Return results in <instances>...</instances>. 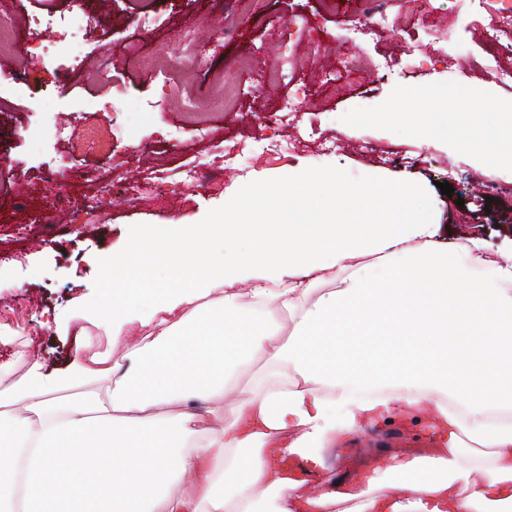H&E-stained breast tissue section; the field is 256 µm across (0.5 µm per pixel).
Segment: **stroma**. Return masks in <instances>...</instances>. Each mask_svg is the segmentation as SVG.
Segmentation results:
<instances>
[{"mask_svg":"<svg viewBox=\"0 0 512 512\" xmlns=\"http://www.w3.org/2000/svg\"><path fill=\"white\" fill-rule=\"evenodd\" d=\"M0 23L19 25L20 46L0 51V67L23 71L24 80L0 85V151L9 162L0 166V326L30 338L45 372L63 368L77 356V335L88 329L95 345L108 337L103 328L71 319L77 299L96 297L102 286L101 260L126 252L133 240L157 234L166 224H195L238 198L245 186L287 184L299 172L338 169L354 179L372 173L415 183L430 198L434 223L443 241L480 237L488 251L512 238V168H498L500 185L492 205L476 197L456 202L439 185H458L484 175V156L462 149L453 140H419L393 130L389 103L405 89L447 84L468 89L469 111L496 104L512 110V88L485 79L479 65L486 56L481 35L460 29L458 0H432L430 13L407 20L379 43H365L372 57L361 78L345 95L326 89L315 73L303 83L307 102L290 126L265 128L259 119L291 96L292 82L269 81L278 61V34L288 21L310 20L332 35L355 24V0H9ZM97 24L82 32L84 16ZM440 23L454 32L457 51L448 63L410 58L405 49L417 32ZM181 55L180 73L157 71L151 59L158 49ZM255 65L241 70L239 62ZM82 79L63 85L74 62ZM233 85L231 106L201 116L209 132L200 138L182 105L209 99ZM126 113L122 138L113 139L111 112ZM360 115L357 125L347 116ZM67 126L62 137L50 132ZM302 139L304 150L288 157L269 152L271 139ZM240 142L245 158L225 170V140ZM335 141V151L320 142ZM377 150L364 151L363 142ZM407 157V164L385 163L382 152ZM67 156L71 170L55 193L45 192L40 178L53 159ZM201 164L222 175L210 188L192 194L179 190L184 170ZM147 173L137 199L106 195L93 213L64 224L54 223L57 198L80 200L85 178L96 174L126 182L134 168ZM381 432L354 445L337 442L326 452V467L337 472L342 462L366 465L382 448Z\"/></svg>","mask_w":512,"mask_h":512,"instance_id":"1","label":"stroma"}]
</instances>
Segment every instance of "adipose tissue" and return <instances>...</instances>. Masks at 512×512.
<instances>
[{
    "mask_svg": "<svg viewBox=\"0 0 512 512\" xmlns=\"http://www.w3.org/2000/svg\"><path fill=\"white\" fill-rule=\"evenodd\" d=\"M411 98L392 105L395 130L512 167L511 112H412ZM158 241L178 282L107 276L77 306L109 351L84 337L47 373L0 333L15 347L0 364V512H512V244L439 243L417 185L337 170L250 186ZM244 282L240 311L223 287ZM254 363L276 393L241 387ZM228 399L234 418L208 427ZM389 425L428 430L429 448L324 475L338 439Z\"/></svg>",
    "mask_w": 512,
    "mask_h": 512,
    "instance_id": "obj_1",
    "label": "adipose tissue"
}]
</instances>
